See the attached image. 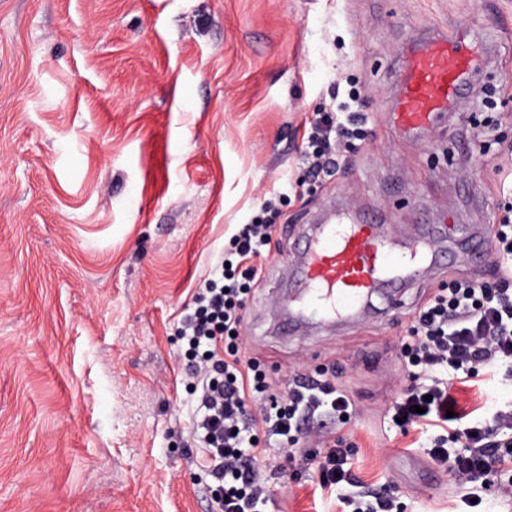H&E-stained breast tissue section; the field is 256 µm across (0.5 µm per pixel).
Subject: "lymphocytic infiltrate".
<instances>
[{"mask_svg":"<svg viewBox=\"0 0 512 512\" xmlns=\"http://www.w3.org/2000/svg\"><path fill=\"white\" fill-rule=\"evenodd\" d=\"M360 92H334L330 107L307 130V177L332 179L344 146L363 140L366 118ZM264 202L259 215L239 225L209 276L195 288L176 335L192 380L193 447L202 449L218 512H265L271 498L267 452L278 447L289 464L316 466L319 486L339 491L344 512H403L390 491L360 490L351 449L332 437L356 415L346 390L321 374L295 375L288 386L268 378L246 354L243 311L264 277L275 224ZM496 260L491 280H454L432 289L416 311L401 348L405 385L386 415L402 435H430L429 456L452 463L461 507L484 505L512 493L495 485L512 469V400L484 416L460 408L452 390L486 375L512 386V219L492 233Z\"/></svg>","mask_w":512,"mask_h":512,"instance_id":"obj_1","label":"lymphocytic infiltrate"}]
</instances>
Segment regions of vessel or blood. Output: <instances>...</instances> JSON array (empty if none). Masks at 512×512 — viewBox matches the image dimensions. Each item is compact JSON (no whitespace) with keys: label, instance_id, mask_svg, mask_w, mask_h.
Wrapping results in <instances>:
<instances>
[{"label":"vessel or blood","instance_id":"vessel-or-blood-1","mask_svg":"<svg viewBox=\"0 0 512 512\" xmlns=\"http://www.w3.org/2000/svg\"><path fill=\"white\" fill-rule=\"evenodd\" d=\"M471 68L458 39L434 36L408 51L394 124L407 134L433 128L464 99ZM445 235L444 225L431 224L416 240L402 243L379 223L376 211L332 215L296 249L294 303L285 331L311 309L327 321L360 313L375 294H395L417 274L442 268Z\"/></svg>","mask_w":512,"mask_h":512}]
</instances>
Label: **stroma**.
<instances>
[{"mask_svg":"<svg viewBox=\"0 0 512 512\" xmlns=\"http://www.w3.org/2000/svg\"><path fill=\"white\" fill-rule=\"evenodd\" d=\"M464 28L481 57L466 102L401 137L406 47ZM339 79L368 136L306 184L304 126ZM510 180L512 0H0V512H213L175 325L264 200L287 259L334 206H379L397 237L500 221ZM494 260L456 252L399 307L332 327L310 312L294 337L276 331L283 269L247 303L248 356L283 384L334 375L359 407L339 431L354 473L405 512H457L460 489L384 417L401 343L430 289ZM271 485L268 512H342L315 470Z\"/></svg>","mask_w":512,"mask_h":512,"instance_id":"stroma-1","label":"stroma"}]
</instances>
